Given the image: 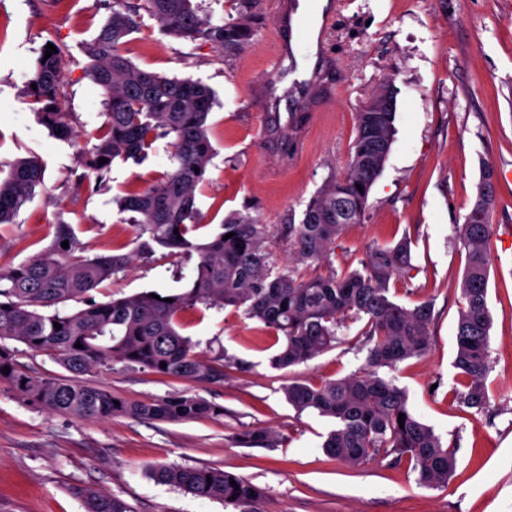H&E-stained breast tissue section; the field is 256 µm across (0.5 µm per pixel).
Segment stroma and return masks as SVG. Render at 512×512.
I'll list each match as a JSON object with an SVG mask.
<instances>
[{
    "label": "stroma",
    "instance_id": "1",
    "mask_svg": "<svg viewBox=\"0 0 512 512\" xmlns=\"http://www.w3.org/2000/svg\"><path fill=\"white\" fill-rule=\"evenodd\" d=\"M325 52L336 62L327 108L310 133L306 155L284 162L280 150L256 139L259 106L252 83L268 73L269 26L234 56L200 42L163 35L144 19L123 51L136 65L211 87L209 116L216 154L197 191L205 224L252 205L267 224L302 211L331 175L343 174L355 136V114L381 87L396 92L395 135L373 184L361 223L337 242L332 260L356 268L367 248L402 236L416 242L412 279H395L398 300L434 304L432 349L399 364L392 376L406 389L410 408L445 440L456 441L457 466L447 486L418 484L407 465L375 461L355 468L327 456L322 442L331 423L296 412L283 388L357 370L364 355L353 344L359 330H343L344 345L282 371L271 369L273 339L243 312L199 308L183 318V333L206 361L218 354L240 359L247 370L225 369L224 380L199 385L124 364L92 374V382L130 401L171 394L199 396L223 406L221 417L158 422L115 416L82 421L21 402L0 385V512H85L74 486L114 494L134 512H238L223 503L162 485L150 476L158 464L219 468L256 485L257 512H512V0H335ZM112 10V0H0V165L38 155L45 186L0 224V266L26 261L47 247L57 219L72 223L89 256L115 244L137 248L132 225L116 200L145 188L169 171L164 146L140 163L113 164L101 190L75 187V172L104 120L103 91L83 73L82 45ZM67 45V81L60 103L73 115L76 136L61 140L41 123L27 81L46 42ZM497 170L493 262L488 301L490 331L488 410L470 414L453 399L452 360L459 284L465 257L456 238L475 200L484 167ZM198 255L138 259L100 285L97 300L140 291L179 288ZM267 428L282 438L275 448L234 443L236 433Z\"/></svg>",
    "mask_w": 512,
    "mask_h": 512
}]
</instances>
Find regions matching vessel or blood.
<instances>
[{
  "label": "vessel or blood",
  "instance_id": "vessel-or-blood-1",
  "mask_svg": "<svg viewBox=\"0 0 512 512\" xmlns=\"http://www.w3.org/2000/svg\"><path fill=\"white\" fill-rule=\"evenodd\" d=\"M314 6L315 0H276L270 71L251 88L262 112L261 139L269 140L272 126L289 125L300 153L311 128L303 111L321 95L329 67L323 43L333 20L316 15Z\"/></svg>",
  "mask_w": 512,
  "mask_h": 512
}]
</instances>
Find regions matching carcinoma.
<instances>
[{"label":"carcinoma","mask_w":512,"mask_h":512,"mask_svg":"<svg viewBox=\"0 0 512 512\" xmlns=\"http://www.w3.org/2000/svg\"><path fill=\"white\" fill-rule=\"evenodd\" d=\"M257 0H239V15L212 20L198 15L192 0H112V13L94 38L82 46L83 72L105 91V120L95 143L82 158L79 181L96 192L117 159L144 160L159 140L167 141L170 171L146 189H130L119 207L142 249L199 255L187 284L175 292L142 291L124 298L96 301L91 292L125 270L137 257L124 252L85 255L75 228L60 218L51 244L16 266L0 267V340L14 339L33 354H47L66 371L43 375L18 360V351L0 345V384L49 412L75 419L108 420L126 415L141 420L185 422L224 415V407L196 396H168L130 402L85 380L97 368L115 362L161 376L198 384L224 380V368L247 366L219 356L206 362L197 344L180 331L184 314L206 308L243 310L271 330L278 347L270 367L286 370L345 344L342 329L360 323L358 351L364 363L348 376L319 382H292L283 388L297 412L312 411L333 428L322 443L324 452L352 466L390 459L403 462L417 481L445 487L456 468V443L442 440L434 428L408 407V395L380 370H394L409 359L423 357L432 345L434 305L422 301L406 306L391 295L393 278L411 279L412 240L371 246L354 269H337L331 259L345 229L360 223L368 208L372 185L380 175L395 132L392 91L373 95L356 113L355 137L346 171L332 176L315 192L300 218L290 213L283 224H263L252 206L224 217L215 232L205 234L197 207V190L205 181L215 149L208 125L215 93L200 81L169 77L136 66L121 46L142 23L141 12L154 19L168 36L197 40L227 55L243 50L260 24ZM37 64L28 83L33 101L41 104L42 122L59 139L75 135L71 114L59 104V91L69 61L68 48ZM108 162L99 164V159ZM495 171L483 168L481 185L469 214L457 227L466 266L460 285L456 349L452 361L459 404L474 413L488 405L486 377L490 368L492 316L488 283L492 263L490 216ZM44 186V165L31 155L15 159L0 178V224H9ZM363 190H358V187ZM234 233L224 239L228 233ZM68 241L69 247L62 246ZM282 246L290 261L280 262ZM158 298L151 297V294ZM173 302H167V299ZM60 324L57 329L54 324ZM81 347H75V344ZM166 363L161 367L160 363ZM9 367L3 373L1 369ZM404 415V425L398 416ZM234 442L250 447L277 446L276 433L250 428ZM151 477L199 498L234 507L254 505L260 489L248 480L219 469L160 464ZM86 512H133L122 498L90 487H74Z\"/></svg>","instance_id":"obj_1"}]
</instances>
